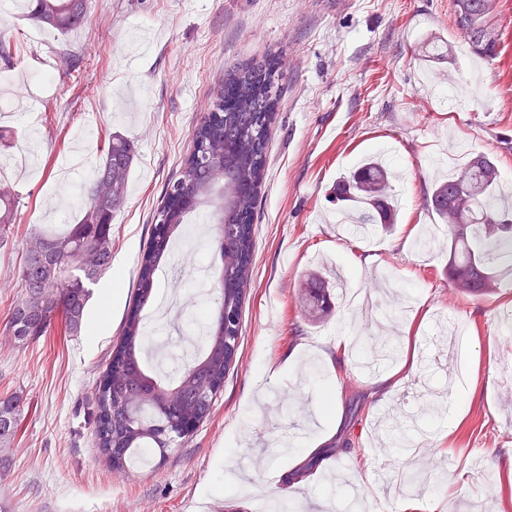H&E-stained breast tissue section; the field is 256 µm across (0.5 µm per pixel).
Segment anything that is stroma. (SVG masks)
I'll return each mask as SVG.
<instances>
[{
    "mask_svg": "<svg viewBox=\"0 0 512 512\" xmlns=\"http://www.w3.org/2000/svg\"><path fill=\"white\" fill-rule=\"evenodd\" d=\"M498 54L474 63L450 0H88V18L58 32L23 10L0 14V180L17 220L0 242V397L24 415L0 447V512H257L266 494L280 512H365L409 499L423 512H512V285L447 298L448 238L416 242L441 220L429 208L444 156L469 153L512 176V0H497ZM438 37L446 57L428 61ZM276 56L282 74L238 360L210 416L164 458L112 470L92 435L93 393L129 316L133 280L157 208L191 149L224 75ZM465 105L442 102L445 89ZM133 141L129 192L112 220V273L92 288L89 332L18 345L5 324L22 288L24 234L63 231L109 135ZM384 153L396 223L366 237L338 228L336 181ZM206 210L189 215L153 302L147 336L176 345L192 319L215 308ZM342 273L334 311L315 321L301 283ZM352 334L346 353L314 347ZM410 337L415 365L378 390L360 360L374 341ZM331 388L323 398V388ZM336 452L305 484L275 483L294 462ZM418 486H410L411 474Z\"/></svg>",
    "mask_w": 512,
    "mask_h": 512,
    "instance_id": "1",
    "label": "stroma"
}]
</instances>
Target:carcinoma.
<instances>
[{
    "label": "carcinoma",
    "instance_id": "cac0c4a2",
    "mask_svg": "<svg viewBox=\"0 0 512 512\" xmlns=\"http://www.w3.org/2000/svg\"><path fill=\"white\" fill-rule=\"evenodd\" d=\"M497 0H451L457 28L484 59L497 56ZM86 0H32L28 18L61 32L80 25ZM281 94L274 62L245 63L224 79L213 111L196 126L192 150L179 177L167 186L168 203L156 213L168 225L163 236H151L135 282L136 312L125 321L115 348L123 370L94 394L92 436L101 453L112 449L109 464L124 470L146 453L166 456L186 438L176 432L183 412L197 422L211 412L222 383L234 367L240 346L241 318L255 249L254 215L272 125ZM135 146L118 134L109 136L92 178L81 189L80 215L62 233L34 230L25 242L20 277L23 296L10 311L6 328L26 345L46 335L56 317L65 331L79 336L87 327L91 288L112 266V217L126 200ZM391 171L372 160L342 177L336 205L363 213L356 230L371 224H393L396 210L386 194ZM501 177L495 162L474 153L460 170L435 183L431 204L448 234V281L470 296H482L512 282V205L502 206ZM204 203L214 204L215 246L219 259L214 290L217 307L205 317L203 350L167 380L148 371L143 359L140 313L154 298L158 273L171 258L173 239L187 215ZM16 218L9 186L0 182V239ZM306 302L315 314L332 309L330 284L312 277ZM236 321L221 328L222 312ZM24 412L17 395L0 397V446L11 443Z\"/></svg>",
    "mask_w": 512,
    "mask_h": 512
}]
</instances>
